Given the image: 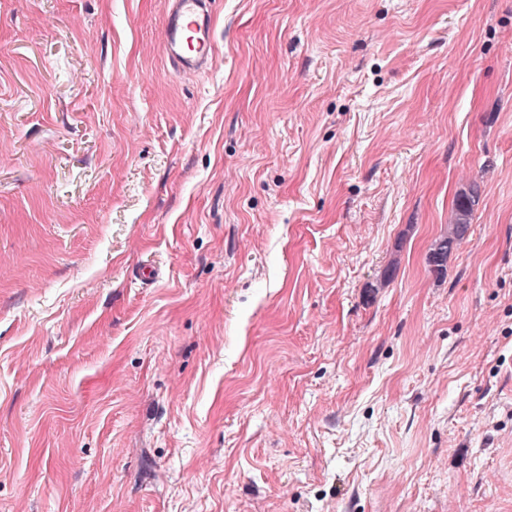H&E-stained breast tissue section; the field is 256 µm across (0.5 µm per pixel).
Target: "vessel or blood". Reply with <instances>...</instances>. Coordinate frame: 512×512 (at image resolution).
<instances>
[{"label":"vessel or blood","instance_id":"vessel-or-blood-1","mask_svg":"<svg viewBox=\"0 0 512 512\" xmlns=\"http://www.w3.org/2000/svg\"><path fill=\"white\" fill-rule=\"evenodd\" d=\"M165 55L178 70L200 73L214 55L212 0H171L164 20Z\"/></svg>","mask_w":512,"mask_h":512}]
</instances>
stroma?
Listing matches in <instances>:
<instances>
[{
	"label": "stroma",
	"mask_w": 512,
	"mask_h": 512,
	"mask_svg": "<svg viewBox=\"0 0 512 512\" xmlns=\"http://www.w3.org/2000/svg\"><path fill=\"white\" fill-rule=\"evenodd\" d=\"M168 8L0 0V512H512V0ZM166 59L185 73H201L214 55L211 0H172L164 20ZM475 200L470 193H461L456 198L453 211L452 224H448V232L436 238L429 249L428 264L437 275H443L446 271L448 254L454 243L463 238L471 223Z\"/></svg>",
	"instance_id": "stroma-1"
}]
</instances>
